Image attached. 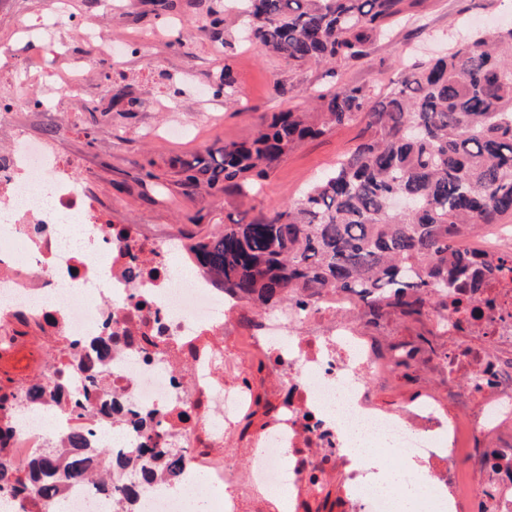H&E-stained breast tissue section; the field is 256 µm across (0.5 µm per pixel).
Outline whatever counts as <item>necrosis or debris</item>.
Segmentation results:
<instances>
[{
	"label": "necrosis or debris",
	"instance_id": "obj_1",
	"mask_svg": "<svg viewBox=\"0 0 512 512\" xmlns=\"http://www.w3.org/2000/svg\"><path fill=\"white\" fill-rule=\"evenodd\" d=\"M13 145L0 167V347L5 352L59 339L75 349L112 339V351L93 372L100 394L86 402L96 446L112 450L110 469L89 474L62 492L32 499L28 512H118L126 494L107 491L110 480L128 483L151 468L140 484L138 512H189L166 480L159 462L141 457L145 442L134 418L155 414L164 444L188 459L186 472L203 477L219 496L214 512H277L271 490L291 487L317 496L335 467L346 468L357 512H393L392 498L371 490L373 478L348 451L346 432L335 418L366 429L376 449L427 468L447 464L422 512H512V228L488 225L474 256L502 270L476 301L433 314L434 333L447 336L437 369L448 377V401L425 391L393 408L380 407L372 384L393 378L406 346L384 353L368 346L359 324L337 311L359 310L355 296L328 293L307 310L282 307L260 328L275 337L295 334L269 358L281 377L277 403L242 458L244 478L224 458V436L252 418L259 399L240 374L252 350L227 354L224 322L240 301L213 287L198 272L174 269L189 251L179 237L150 233L136 224H104L86 184L46 143L10 130ZM80 218L83 244L58 243L64 215ZM37 359L16 382L17 404L33 385L53 393L30 407L31 417L0 413L11 430L7 455L24 467L50 444L66 449L75 419L70 392L89 372L78 363L52 373Z\"/></svg>",
	"mask_w": 512,
	"mask_h": 512
}]
</instances>
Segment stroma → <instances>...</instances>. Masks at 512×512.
<instances>
[{
    "label": "stroma",
    "instance_id": "35a3bbf8",
    "mask_svg": "<svg viewBox=\"0 0 512 512\" xmlns=\"http://www.w3.org/2000/svg\"><path fill=\"white\" fill-rule=\"evenodd\" d=\"M0 0V113L31 139L50 143L88 185L104 217L152 231L200 237L217 226L249 222L293 202L366 136L364 123L330 126L290 151L256 187L227 195L189 187L168 167L174 157L216 150L248 137L261 116L305 110L317 91L343 81L387 92L404 68L446 52L466 33L493 32L512 19V0H421L390 37L375 41L367 58L330 74L324 66L296 67L256 43L236 39V10L211 27L217 0ZM30 29L23 32L19 21ZM123 44L121 55H100L84 26ZM236 79L240 105L215 92L223 65ZM79 97H63L71 73ZM152 167L160 182L145 178ZM379 348L404 344L430 353L427 325L390 319L370 330ZM446 378L425 364L399 370L377 386L393 407L419 385L445 396Z\"/></svg>",
    "mask_w": 512,
    "mask_h": 512
}]
</instances>
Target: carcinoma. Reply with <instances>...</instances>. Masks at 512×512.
<instances>
[{
	"instance_id": "cac0c4a2",
	"label": "carcinoma",
	"mask_w": 512,
	"mask_h": 512,
	"mask_svg": "<svg viewBox=\"0 0 512 512\" xmlns=\"http://www.w3.org/2000/svg\"><path fill=\"white\" fill-rule=\"evenodd\" d=\"M247 38L297 66L348 65L389 36L419 0H236ZM224 65L219 89L235 97ZM365 122L367 140L308 187L292 204L248 223L226 224L189 245L215 286L275 309L293 300L306 308L324 292L359 297L363 314L416 318L448 309V289L476 299L497 266L452 247L485 224L512 220V24L494 39L481 34L448 53L403 71L382 97L336 82L320 91L312 112L262 118L256 135L219 150L175 158L170 167L189 185L240 192L284 156L329 125ZM68 435L69 456L46 451L29 469L0 447V495L23 500L48 492L89 467L86 421ZM142 453L182 478L186 460L168 448Z\"/></svg>"
}]
</instances>
